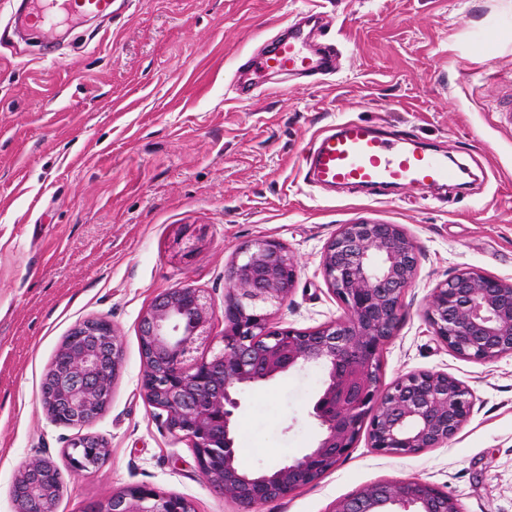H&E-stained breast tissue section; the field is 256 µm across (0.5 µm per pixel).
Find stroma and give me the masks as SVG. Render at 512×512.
<instances>
[{
	"label": "stroma",
	"instance_id": "stroma-1",
	"mask_svg": "<svg viewBox=\"0 0 512 512\" xmlns=\"http://www.w3.org/2000/svg\"><path fill=\"white\" fill-rule=\"evenodd\" d=\"M113 9L107 22H69L44 49L14 36L13 0H0V512H16L12 482L43 455L62 474L56 512H87L134 484L183 496L196 512H235L143 395L140 320L155 296L190 285L223 336L225 276L257 238L280 242L297 264L273 325L341 318L321 259L339 225L360 221L403 225L419 257L382 383L446 372L471 389L472 414L448 446L410 457L360 439L317 484L264 512H330L364 485L411 477L461 512H512V354L460 358L425 316L433 289L462 269L512 282V0H114ZM302 12L333 21L334 75L278 91L273 77L240 71V56ZM251 80L253 97L236 100V85ZM342 119L422 141L468 172L443 200L310 186L302 154ZM93 317L111 322L123 359L90 427L110 453L74 473L64 450L76 431L51 421L40 387L70 329ZM320 380L311 369L240 394L237 433L251 448L242 467L311 446Z\"/></svg>",
	"mask_w": 512,
	"mask_h": 512
}]
</instances>
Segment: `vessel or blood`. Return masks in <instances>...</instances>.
Returning a JSON list of instances; mask_svg holds the SVG:
<instances>
[{
  "instance_id": "vessel-or-blood-1",
  "label": "vessel or blood",
  "mask_w": 512,
  "mask_h": 512,
  "mask_svg": "<svg viewBox=\"0 0 512 512\" xmlns=\"http://www.w3.org/2000/svg\"><path fill=\"white\" fill-rule=\"evenodd\" d=\"M112 0H27L20 16L23 27L51 34L60 20L87 15L109 16ZM328 22L297 23L287 34H276L258 55L249 57L255 73L276 72L282 77L319 78L334 73L336 50L327 43ZM306 181L320 188L348 186L382 193L398 187L447 189L457 178L447 155L421 148L412 139L382 127L344 119L320 131L302 157Z\"/></svg>"
}]
</instances>
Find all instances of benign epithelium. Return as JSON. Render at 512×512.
Instances as JSON below:
<instances>
[{
  "label": "benign epithelium",
  "instance_id": "obj_1",
  "mask_svg": "<svg viewBox=\"0 0 512 512\" xmlns=\"http://www.w3.org/2000/svg\"><path fill=\"white\" fill-rule=\"evenodd\" d=\"M418 265L412 238L399 224H342L321 266L345 316L310 329L277 327L264 304H281L293 290L296 267L269 239L244 245L232 264L224 295V336L210 357L192 356L211 339L215 315L202 290L172 288L142 316L141 388L161 411L167 430L188 440L201 476L237 512H261L317 483L367 436L377 451L399 457L448 444L469 420L473 393L446 372L420 370L380 379V353L395 336L402 298ZM426 317L438 339L457 356L491 361L512 354V282L464 269L431 293ZM122 346L112 323L87 319L65 337L41 387L51 420L90 426L106 409L121 367ZM323 373L309 416L321 434L312 447L283 463L244 471L237 458L238 394L291 371ZM108 448L79 434L65 451L73 472L99 468ZM61 471L49 458L19 470L11 488L17 512H56ZM90 512H195L183 496L148 485L128 486L90 506ZM331 512H461L457 502L420 478L383 480L338 499Z\"/></svg>",
  "mask_w": 512,
  "mask_h": 512
}]
</instances>
